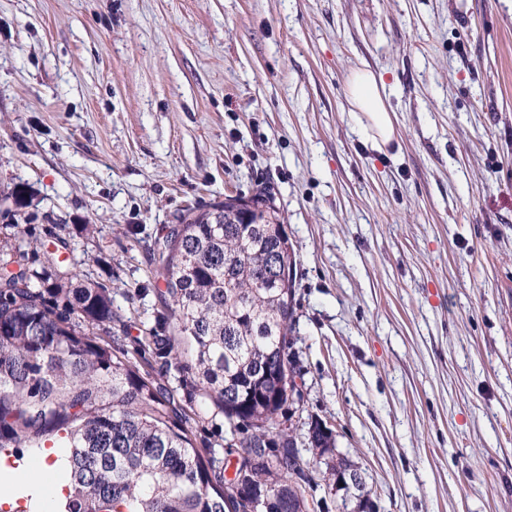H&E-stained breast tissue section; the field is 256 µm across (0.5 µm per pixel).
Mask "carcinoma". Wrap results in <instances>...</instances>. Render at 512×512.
Wrapping results in <instances>:
<instances>
[{"instance_id":"1","label":"carcinoma","mask_w":512,"mask_h":512,"mask_svg":"<svg viewBox=\"0 0 512 512\" xmlns=\"http://www.w3.org/2000/svg\"><path fill=\"white\" fill-rule=\"evenodd\" d=\"M213 203L190 211L163 236L156 274L167 314L139 340L167 365L190 356L197 414L212 410L255 422L243 448L256 447L290 401L295 377L294 282L276 284L273 256L293 266L294 250L273 202ZM38 272L0 257V456L65 454L60 512H228L237 503L214 456L195 448L187 418L147 371L87 327L112 323V298L55 253ZM176 335H165L167 323ZM321 458L332 437L308 430ZM326 489L353 465L324 462ZM310 460L292 449L276 466L242 460L236 474L269 509L308 512Z\"/></svg>"}]
</instances>
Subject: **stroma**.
Returning <instances> with one entry per match:
<instances>
[{
  "label": "stroma",
  "instance_id": "35a3bbf8",
  "mask_svg": "<svg viewBox=\"0 0 512 512\" xmlns=\"http://www.w3.org/2000/svg\"><path fill=\"white\" fill-rule=\"evenodd\" d=\"M261 190L296 253L274 429L323 423L375 512H512V0H0V250L64 241L182 407L192 369L135 341L165 312L155 242ZM193 433L231 460L224 416ZM349 96L361 130L376 149H382L394 139L395 132L386 105L385 84L369 68H360L350 78Z\"/></svg>",
  "mask_w": 512,
  "mask_h": 512
}]
</instances>
